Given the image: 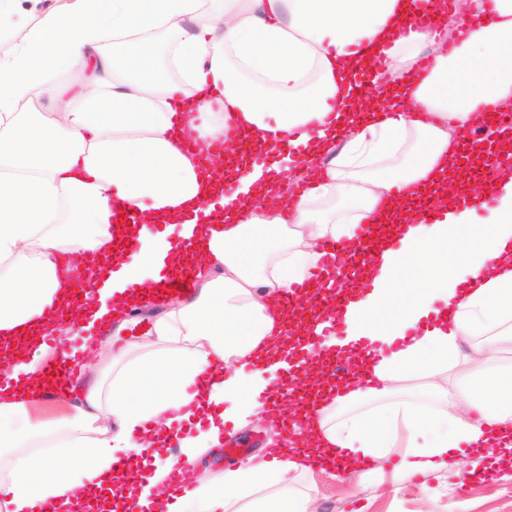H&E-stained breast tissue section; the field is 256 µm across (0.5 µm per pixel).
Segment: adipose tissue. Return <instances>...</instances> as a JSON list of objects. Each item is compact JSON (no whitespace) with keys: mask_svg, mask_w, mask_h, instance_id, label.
Segmentation results:
<instances>
[{"mask_svg":"<svg viewBox=\"0 0 512 512\" xmlns=\"http://www.w3.org/2000/svg\"><path fill=\"white\" fill-rule=\"evenodd\" d=\"M469 14L480 25L452 41L414 0H223L208 17L202 0H66L33 22L0 0V33L17 35L0 53V344L22 378L0 390V512H154L165 498L171 512H311L295 482L340 454L347 475L394 487L475 449L512 456V372L495 367L512 349V169L483 217L446 190L487 108L512 110V0H470ZM162 30L175 38L157 62ZM85 69L90 89L64 100L58 75ZM184 127L228 144L248 133L252 153L203 163ZM219 196L223 209L192 223ZM113 204L151 216L139 253L116 247ZM359 224L386 231L348 293L343 335L310 358L402 348L307 403L283 460L210 475L187 497L169 464L130 478L119 462L131 455L199 460L225 425L270 417L293 348L281 297L313 281L316 242L354 239ZM63 254L93 271L85 301L59 286ZM188 264L196 289L166 307L154 340L113 348L112 326L141 304L132 284ZM78 326L97 333L96 361L81 365L67 416L44 418V336ZM462 363L475 393L441 380ZM411 373L430 378L433 404L383 405Z\"/></svg>","mask_w":512,"mask_h":512,"instance_id":"obj_1","label":"adipose tissue"}]
</instances>
